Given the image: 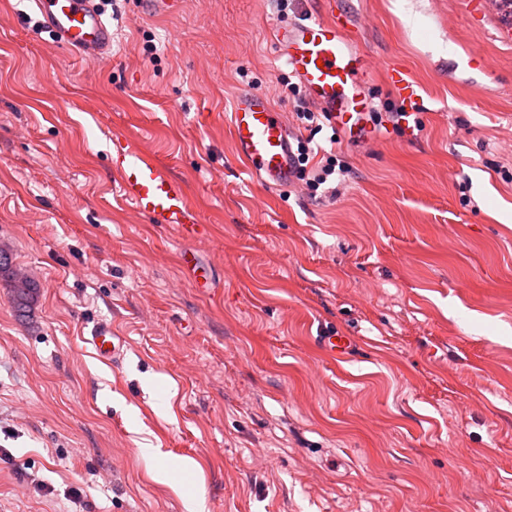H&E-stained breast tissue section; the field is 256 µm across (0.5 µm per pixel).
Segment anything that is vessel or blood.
Segmentation results:
<instances>
[{
  "label": "vessel or blood",
  "mask_w": 512,
  "mask_h": 512,
  "mask_svg": "<svg viewBox=\"0 0 512 512\" xmlns=\"http://www.w3.org/2000/svg\"><path fill=\"white\" fill-rule=\"evenodd\" d=\"M40 26L81 57L103 59L112 48V28L97 0H33ZM281 56L304 88L307 98L326 112L346 140L363 143L371 99L361 77L362 53L356 40L332 19L309 16L275 34ZM397 93L410 102L421 96L407 70L392 66L388 74ZM238 159L268 187L286 184L293 171L290 132L281 112L263 92L238 97L230 115ZM109 165L119 178L121 200L150 223L176 229L182 239L203 237L207 227L191 204L185 183L129 136H112ZM101 357L119 360L123 342L111 325L99 326L91 339Z\"/></svg>",
  "instance_id": "1"
}]
</instances>
